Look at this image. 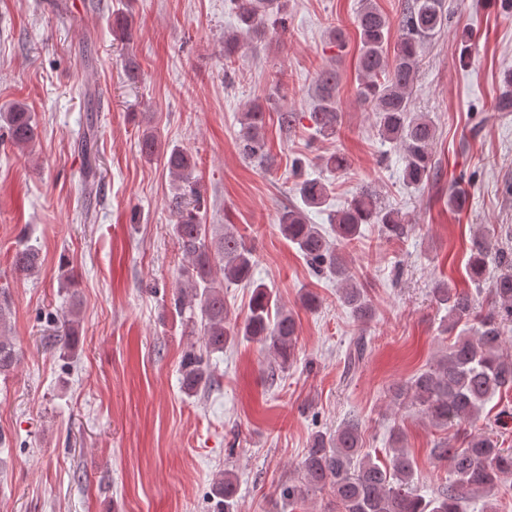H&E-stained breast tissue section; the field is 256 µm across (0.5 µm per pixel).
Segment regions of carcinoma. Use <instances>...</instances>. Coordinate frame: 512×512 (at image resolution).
Listing matches in <instances>:
<instances>
[{"label": "carcinoma", "instance_id": "obj_1", "mask_svg": "<svg viewBox=\"0 0 512 512\" xmlns=\"http://www.w3.org/2000/svg\"><path fill=\"white\" fill-rule=\"evenodd\" d=\"M235 13L237 29L224 38V57L240 44L265 37V22L283 17V0H228ZM360 54L356 64L358 95L362 104L378 114L383 138L399 142L403 148V179L419 187L437 174L432 148L436 129L431 120L413 111L412 90L418 80V60L424 43L439 34L448 23L445 0H412L402 20V34L393 56L387 46L392 27L390 19L373 0H361L356 15ZM336 70L323 69L316 80L311 117L316 129L336 134L340 111L336 102ZM7 137L16 149L28 148L36 139V122L22 107L4 113ZM240 147L249 158L265 153L263 129L266 112L259 104L241 113ZM146 157L159 156L176 182L169 201L172 231L182 254L188 259L184 286L175 300L178 310L197 308L205 352L222 353L238 341H252L266 349L272 358L267 365L271 380L296 362L297 326L293 315L283 309L272 289L254 287L246 317L232 324L224 302V285L252 281L253 249L232 231L220 234L200 222V199L191 198L183 186L190 183L195 162L185 150L174 146L161 149L158 137L146 131L140 141ZM302 206H292L279 218L284 237L319 274H330L344 282L342 301L359 321L373 316L363 284L350 274L339 247L308 222L306 209L322 208L332 193L331 184L320 178H304L296 184ZM364 224H379L388 239H402L408 225L399 216L378 205L369 194L351 200L336 212L331 233L336 241L349 243L361 233ZM491 248L481 232L470 242L467 273L475 287L485 278ZM508 270L492 284V310H478L474 295L438 281L433 288L436 302L448 311L444 331L455 334L454 341L426 368L407 382L392 389V402L399 409L410 408L436 429L455 427L463 432L464 446L458 448L439 441L431 449L435 460L448 466L450 479L429 498L413 492L417 465L403 445V434L394 428L384 459L362 452L358 420L344 422L333 433L316 432L300 463L301 482L282 490L288 502H304L310 492L324 493L336 512H463L469 499L484 498L485 512H498L496 493L512 482V449L500 446L486 431L470 432L481 420L485 403L497 393L512 390V357L502 352L505 329L512 325V258L502 257ZM41 264L39 251L25 246L15 252L13 266L25 274H35ZM11 317L6 296L0 297V375L9 374L18 364L19 352L8 334ZM472 323L468 330H458ZM184 392L194 393L211 384L209 364L191 349L182 364ZM237 479L226 472L212 488L213 512H235Z\"/></svg>", "mask_w": 512, "mask_h": 512}]
</instances>
